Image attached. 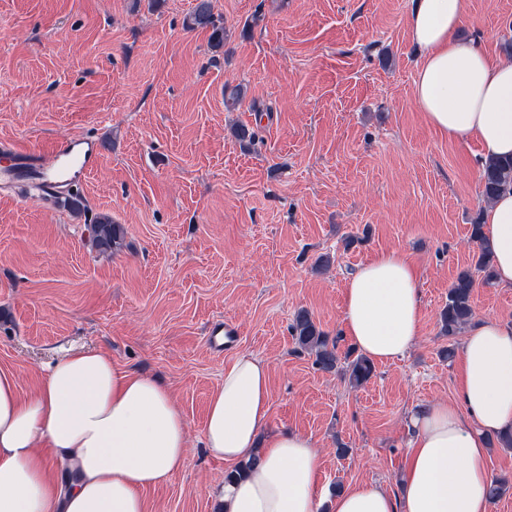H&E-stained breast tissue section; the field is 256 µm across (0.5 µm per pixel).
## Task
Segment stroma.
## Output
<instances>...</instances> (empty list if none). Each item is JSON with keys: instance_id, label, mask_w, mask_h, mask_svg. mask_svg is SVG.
Segmentation results:
<instances>
[{"instance_id": "35a3bbf8", "label": "stroma", "mask_w": 512, "mask_h": 512, "mask_svg": "<svg viewBox=\"0 0 512 512\" xmlns=\"http://www.w3.org/2000/svg\"><path fill=\"white\" fill-rule=\"evenodd\" d=\"M194 4L0 0V139L45 148L94 135L102 151L82 210L0 188V368L26 395L58 358L100 350L167 385L189 452L145 491L147 512H216L231 467L202 428L241 352L269 365L264 435L310 436L322 490L397 489L406 416L456 397L440 313L474 256L479 145L441 135L416 103L413 0H212L220 53L185 28ZM460 35L512 62V0H465ZM228 84L245 92L234 109ZM241 124L253 143L234 137ZM101 213L123 226L120 251L88 246ZM394 249L420 270V335L354 389L298 349L290 326L307 310L346 353L345 283ZM472 299L475 318L512 323V288L480 283ZM219 317L239 330L222 352L207 342Z\"/></svg>"}]
</instances>
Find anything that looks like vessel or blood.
<instances>
[{
  "mask_svg": "<svg viewBox=\"0 0 512 512\" xmlns=\"http://www.w3.org/2000/svg\"><path fill=\"white\" fill-rule=\"evenodd\" d=\"M101 150L90 138L57 143L49 155L27 148L21 143L0 140V186L20 187L32 182L43 185L44 203L52 204L72 196L76 184L98 166ZM208 340L218 350L230 348L238 340V330L219 320L209 328Z\"/></svg>",
  "mask_w": 512,
  "mask_h": 512,
  "instance_id": "vessel-or-blood-1",
  "label": "vessel or blood"
}]
</instances>
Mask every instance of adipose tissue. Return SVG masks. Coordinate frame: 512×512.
I'll return each instance as SVG.
<instances>
[{"label": "adipose tissue", "mask_w": 512, "mask_h": 512, "mask_svg": "<svg viewBox=\"0 0 512 512\" xmlns=\"http://www.w3.org/2000/svg\"><path fill=\"white\" fill-rule=\"evenodd\" d=\"M464 0H417L408 28L422 52L415 98L429 125L475 140L482 159L512 155V62L458 38ZM496 281L512 288V192L483 211ZM420 274L402 252L379 253L343 289L345 336L392 362L415 344ZM458 402L412 411L408 465L397 491L360 483L323 497L321 452L298 432L260 440L270 412L269 366L243 352L212 392L206 448L234 465L259 454L219 491L224 512H490L488 438L512 432V324L484 318L460 348ZM184 415L167 386L100 351L66 355L35 392L21 395L0 369V512H146L144 490L168 484L187 456Z\"/></svg>", "instance_id": "obj_1"}]
</instances>
